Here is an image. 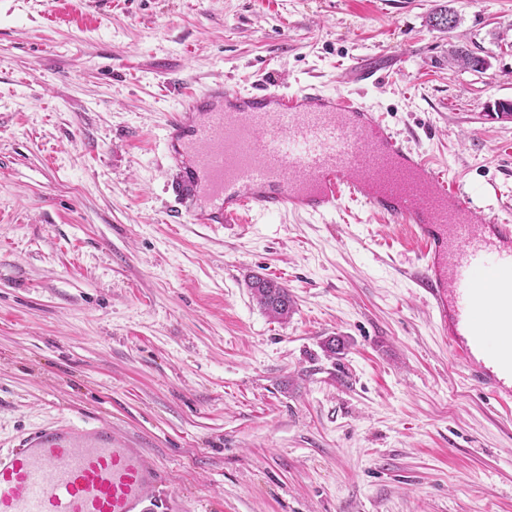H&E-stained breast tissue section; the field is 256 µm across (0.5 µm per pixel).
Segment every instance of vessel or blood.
<instances>
[{
  "instance_id": "1",
  "label": "vessel or blood",
  "mask_w": 512,
  "mask_h": 512,
  "mask_svg": "<svg viewBox=\"0 0 512 512\" xmlns=\"http://www.w3.org/2000/svg\"><path fill=\"white\" fill-rule=\"evenodd\" d=\"M386 68L356 63L347 78L374 84ZM164 131L171 190L193 223L288 209L322 217L345 198L408 224L420 250L408 276L449 347L479 389L512 399L511 215L476 207L358 99L312 87L210 85ZM162 484L144 450L108 428L47 426L0 453V512H150Z\"/></svg>"
}]
</instances>
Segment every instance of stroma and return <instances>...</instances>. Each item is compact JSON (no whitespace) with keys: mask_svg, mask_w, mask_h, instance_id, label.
<instances>
[{"mask_svg":"<svg viewBox=\"0 0 512 512\" xmlns=\"http://www.w3.org/2000/svg\"><path fill=\"white\" fill-rule=\"evenodd\" d=\"M216 81L353 95L475 205L512 206V0H0V452L111 428L165 470L152 512H512V412L444 345L400 224L173 218L162 127ZM393 61L382 63H356L349 67L347 79L355 84H375L383 75V72L394 65ZM252 296L257 305L269 316L277 319H287L293 311V299L288 289L278 282L253 276L249 281Z\"/></svg>","mask_w":512,"mask_h":512,"instance_id":"1","label":"stroma"}]
</instances>
